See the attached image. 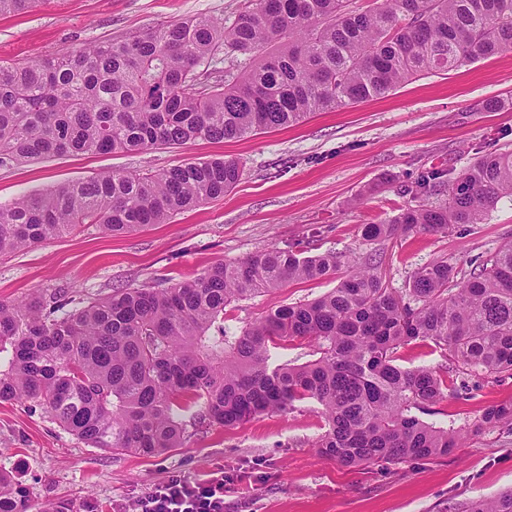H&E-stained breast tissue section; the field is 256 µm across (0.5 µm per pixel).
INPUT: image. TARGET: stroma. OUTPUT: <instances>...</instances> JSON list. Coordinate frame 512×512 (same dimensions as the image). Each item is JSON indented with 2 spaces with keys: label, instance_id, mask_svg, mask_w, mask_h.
<instances>
[{
  "label": "stroma",
  "instance_id": "stroma-1",
  "mask_svg": "<svg viewBox=\"0 0 512 512\" xmlns=\"http://www.w3.org/2000/svg\"><path fill=\"white\" fill-rule=\"evenodd\" d=\"M243 0H38L0 16V61L25 64L92 41L122 39L196 16L230 18ZM491 100L499 110L485 111ZM512 150V50L448 73L425 72L385 98L229 142L178 149L64 156L0 164V205L100 171H159L191 159L231 156L242 177L223 199L137 232L84 229L0 258V301L70 288L104 297L113 288L192 278L217 262L290 244L376 256L386 287L407 288L419 268L445 257L460 267L512 241V199L478 224L375 243L362 227L412 205L417 176L459 173L480 156ZM328 278L293 282L227 306L224 325L245 328L270 309L316 298ZM468 387L431 405L424 421L466 434L463 447L434 461L350 469L318 457V406L235 427L205 425L185 447L153 456L92 448L25 403L0 404V468L29 492L27 512L67 504L69 512H136V502L170 475L228 477L224 512H468L471 502L512 488V425H473L491 404L512 400V376L467 375Z\"/></svg>",
  "mask_w": 512,
  "mask_h": 512
}]
</instances>
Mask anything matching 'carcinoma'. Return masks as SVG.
<instances>
[{
	"instance_id": "1",
	"label": "carcinoma",
	"mask_w": 512,
	"mask_h": 512,
	"mask_svg": "<svg viewBox=\"0 0 512 512\" xmlns=\"http://www.w3.org/2000/svg\"><path fill=\"white\" fill-rule=\"evenodd\" d=\"M512 49V0H244L226 22L199 16L121 41H94L24 65L0 64V164L232 141L382 97L424 71L449 72ZM232 58L223 70L219 54ZM242 175L232 157L159 172L104 171L0 207V257L76 230L113 235L167 224L224 197ZM414 196L444 199L366 224L367 242L478 224L512 199V151L450 176L422 172ZM286 245L211 265L165 288L117 287L103 298L65 288L0 301V402L29 401L92 448L150 455L182 448L190 427H234L312 400L325 431L319 456L348 467L431 461L462 433L417 416L465 388L448 371L405 368L399 350L431 342L467 372L512 375V241L463 270L421 267L405 292L376 259ZM336 277L305 302L240 330L224 308L292 282ZM313 347L302 364L271 351ZM512 424V401L477 428ZM27 488L0 470V512H25ZM470 512H512V490Z\"/></svg>"
}]
</instances>
